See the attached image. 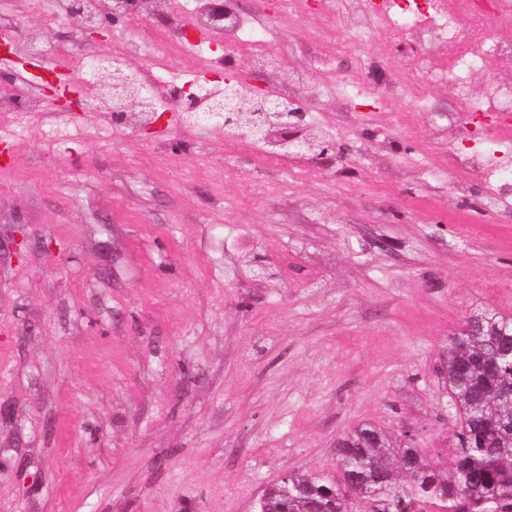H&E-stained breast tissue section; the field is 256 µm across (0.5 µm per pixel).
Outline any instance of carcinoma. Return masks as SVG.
<instances>
[{
  "instance_id": "cac0c4a2",
  "label": "carcinoma",
  "mask_w": 512,
  "mask_h": 512,
  "mask_svg": "<svg viewBox=\"0 0 512 512\" xmlns=\"http://www.w3.org/2000/svg\"><path fill=\"white\" fill-rule=\"evenodd\" d=\"M454 421L452 445L427 455L403 429L367 423L336 441V474L294 472L268 486L258 512H512V316L465 318L440 353Z\"/></svg>"
}]
</instances>
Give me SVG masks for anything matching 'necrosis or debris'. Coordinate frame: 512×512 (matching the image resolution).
Here are the masks:
<instances>
[{"instance_id": "1", "label": "necrosis or debris", "mask_w": 512, "mask_h": 512, "mask_svg": "<svg viewBox=\"0 0 512 512\" xmlns=\"http://www.w3.org/2000/svg\"><path fill=\"white\" fill-rule=\"evenodd\" d=\"M366 19L351 30L337 25L336 42L358 62L371 57L376 34L416 47L410 65H378L381 84L408 111L422 109L431 93L451 85L464 124L475 136L471 150L452 146L448 160L459 175L478 172L491 188L490 203L512 201V84L494 71L512 61V40L498 32L512 30V0H351ZM224 44L255 54L273 55L275 47L243 17L224 24Z\"/></svg>"}]
</instances>
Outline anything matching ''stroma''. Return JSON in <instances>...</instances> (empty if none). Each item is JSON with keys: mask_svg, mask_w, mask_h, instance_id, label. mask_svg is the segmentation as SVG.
Returning <instances> with one entry per match:
<instances>
[{"mask_svg": "<svg viewBox=\"0 0 512 512\" xmlns=\"http://www.w3.org/2000/svg\"><path fill=\"white\" fill-rule=\"evenodd\" d=\"M241 2L277 57L239 66L283 96L291 75L319 87L323 163L172 118L136 134L59 111L18 60L36 46L78 66L73 23L56 0H0V226L31 236L24 261L0 258V404L20 415L0 421V512H255L284 473L334 470L361 422L410 424L435 453L453 429L441 346L473 312L512 314V205L488 208L477 173L448 203L449 93L353 131L333 87L356 62L322 43V18ZM126 30L145 54L112 34L95 52L139 72L165 49L181 80L222 86L220 45L205 66L174 51L164 7Z\"/></svg>", "mask_w": 512, "mask_h": 512, "instance_id": "stroma-1", "label": "stroma"}]
</instances>
